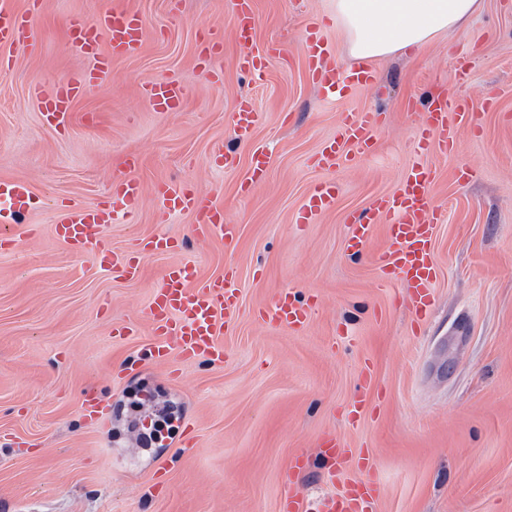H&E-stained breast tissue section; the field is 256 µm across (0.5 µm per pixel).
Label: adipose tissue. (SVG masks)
<instances>
[{
	"label": "adipose tissue",
	"instance_id": "1",
	"mask_svg": "<svg viewBox=\"0 0 512 512\" xmlns=\"http://www.w3.org/2000/svg\"><path fill=\"white\" fill-rule=\"evenodd\" d=\"M333 7L350 56L376 61L457 31L480 0H333Z\"/></svg>",
	"mask_w": 512,
	"mask_h": 512
}]
</instances>
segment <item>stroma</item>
<instances>
[{
    "label": "stroma",
    "mask_w": 512,
    "mask_h": 512,
    "mask_svg": "<svg viewBox=\"0 0 512 512\" xmlns=\"http://www.w3.org/2000/svg\"><path fill=\"white\" fill-rule=\"evenodd\" d=\"M118 3L147 22L141 54L113 60L111 83L76 102L66 132L47 128L35 86L87 64L64 23ZM254 10L253 40L268 52L259 78L235 66L228 0H44L39 55L11 50L14 66L0 76V178L26 180L42 203L27 218L38 233L0 252V512H278L293 455L304 458L299 492L318 503L338 492L318 456L326 432L373 452L380 512H512V0H483L464 31L374 62L373 84L333 101L315 88L302 42L318 20L337 70L351 64L332 0H255ZM214 24L224 27L215 80L196 50L197 34ZM157 77L181 82V111H154L143 97ZM442 91L473 105L478 128L460 132L456 153L428 158L444 219L433 243L435 305L418 327L399 289L380 284L383 230L357 254L345 239L350 216L397 186L426 120L422 101ZM243 99L262 114L247 141L232 123ZM365 110L382 116L373 151L317 168L342 113ZM86 113L99 123L85 124ZM218 146L234 166L211 165ZM257 147L267 171L244 196ZM128 152L142 157L144 202L132 221L111 226L110 245L166 235L182 246L144 256L141 279L118 281L73 257L51 226L56 202L107 193ZM324 180L338 187L334 208L297 223ZM164 181L212 194L240 227L235 246L197 235L190 214L161 215L154 190ZM181 261L204 280L229 267L239 276L241 312L224 333L223 365L151 356L146 309L165 267ZM284 290L316 299L303 333L258 317ZM124 323L137 335H114ZM368 366L377 396L354 423L348 408ZM88 392L109 405L105 422L86 419ZM168 406L194 425L190 452L180 431L155 427ZM161 468L165 498L152 482Z\"/></svg>",
    "instance_id": "stroma-1"
}]
</instances>
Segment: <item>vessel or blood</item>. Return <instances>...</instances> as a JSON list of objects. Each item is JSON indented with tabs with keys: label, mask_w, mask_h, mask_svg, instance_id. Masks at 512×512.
Segmentation results:
<instances>
[{
	"label": "vessel or blood",
	"mask_w": 512,
	"mask_h": 512,
	"mask_svg": "<svg viewBox=\"0 0 512 512\" xmlns=\"http://www.w3.org/2000/svg\"><path fill=\"white\" fill-rule=\"evenodd\" d=\"M42 0H29L27 10L18 12L0 4V50L23 45L34 47L36 35L33 18ZM234 31L241 47L236 60L240 68L261 74L263 60L250 45V34L257 19L249 0H231ZM147 28L138 13L124 7L99 14L94 20L75 18L71 21L69 41L90 61L88 68L67 73L52 84L36 90L39 110L45 125L58 131L70 128L74 105L91 88L111 82L112 59L134 56L141 52ZM307 47L308 71L313 83L328 98H344L354 90L371 84L375 75L362 62L345 71H337L334 51L320 36L317 24L307 25L303 32ZM224 50L221 27L211 28L204 37L198 56L201 69H209ZM147 100L155 111L175 112L183 106V91L173 79L155 78L144 85ZM260 119L248 103H239L233 114L236 134L249 140ZM473 114L467 102L450 95L437 94L428 102L427 120L418 131L416 156L396 190L377 198L368 213L353 216L349 224L347 246L364 250L370 243L375 225H382L386 245L377 262L382 282L407 291L406 301L417 320H424L434 301L437 266L433 253V237L440 213L432 204L430 191L434 173L428 163L432 150L448 153L457 144V132L471 125ZM381 123L380 113L347 112L342 116L333 137L326 140L316 155L320 169L333 170L352 163L374 147L373 133ZM334 182L317 183L299 211V223H309L319 213L336 204ZM144 198L141 182L133 177L113 180L107 196L90 202H73L58 206L54 234L76 255L107 269L113 278L135 281L142 275V256L127 250H112L106 245L110 225L132 216ZM159 207L166 212L190 213L206 232L232 243L238 227L226 223L224 208L214 197L202 195L186 181L167 182L159 186ZM39 196L21 179L0 180V250L12 249L17 239L12 225L37 209ZM314 300L295 302L288 293L260 309L262 321L300 332L310 322ZM240 312L238 278L233 269L208 280H201L197 267L190 262L171 264L162 273L147 310L151 323L150 348L157 360H164L170 349H178L183 357H204L215 364L224 361L220 338ZM321 454L331 461L355 464L366 471V478L348 479L344 491L327 499L320 512H378L382 496L376 479L370 478L374 460L369 453L349 448L343 438L327 434L321 441Z\"/></svg>",
	"instance_id": "obj_1"
}]
</instances>
